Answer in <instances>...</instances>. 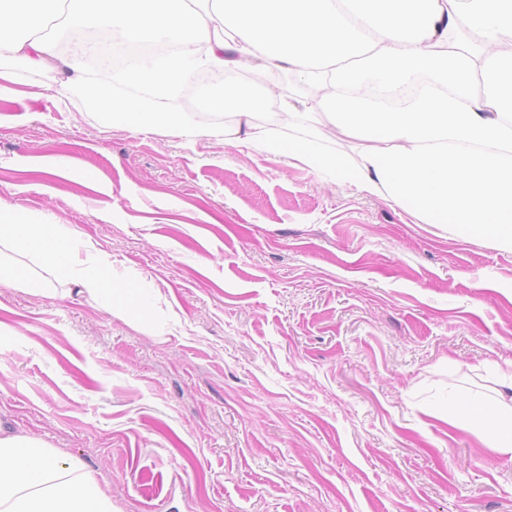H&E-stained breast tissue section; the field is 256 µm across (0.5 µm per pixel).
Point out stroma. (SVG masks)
Segmentation results:
<instances>
[{"label": "stroma", "mask_w": 512, "mask_h": 512, "mask_svg": "<svg viewBox=\"0 0 512 512\" xmlns=\"http://www.w3.org/2000/svg\"><path fill=\"white\" fill-rule=\"evenodd\" d=\"M56 81L21 69L0 99V200L77 231L116 310L0 242L51 286L0 285L1 421L117 512H512V453L446 421L449 392L494 401L512 365V247L358 191L367 142L296 77L310 120L278 152L136 134Z\"/></svg>", "instance_id": "35a3bbf8"}]
</instances>
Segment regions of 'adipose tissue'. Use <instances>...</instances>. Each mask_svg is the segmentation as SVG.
<instances>
[{"mask_svg":"<svg viewBox=\"0 0 512 512\" xmlns=\"http://www.w3.org/2000/svg\"><path fill=\"white\" fill-rule=\"evenodd\" d=\"M60 0H0V57L59 74L57 91L84 85L113 122L138 132L158 130L142 112L140 90L172 98L197 73L217 71L225 82L200 86L203 111L225 108L247 129L225 128L275 151L282 121L302 113L270 112L269 88L245 94L231 81L250 60L292 73L320 90L316 106L337 126L371 141L359 186L385 194L427 220L445 219L461 234L482 230L512 246V53L493 47L512 37V0H215L198 12L189 0H61L64 31L110 29L111 44L58 54L47 19ZM477 29L491 47L484 66L460 40ZM423 84L396 104L374 99L377 87ZM109 84L128 87L124 96ZM18 248L40 240L47 261L71 249V237L32 223L18 206L0 201V238ZM451 426L480 425L489 447L512 452V415L490 411L480 396H449ZM0 512H114L111 498L85 464L60 460L28 434L0 435Z\"/></svg>","mask_w":512,"mask_h":512,"instance_id":"obj_1","label":"adipose tissue"}]
</instances>
